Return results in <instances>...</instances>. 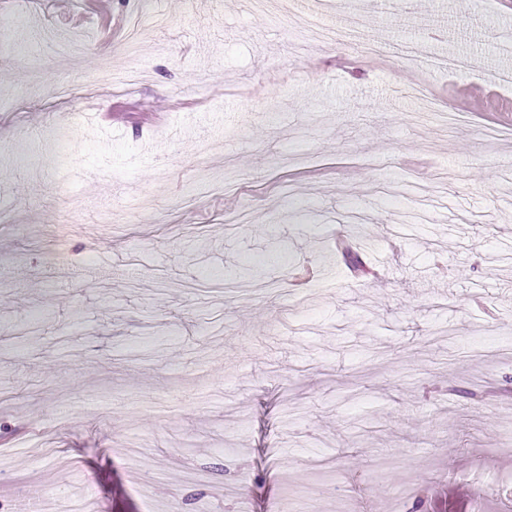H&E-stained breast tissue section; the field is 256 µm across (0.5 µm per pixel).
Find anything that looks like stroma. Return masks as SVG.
I'll use <instances>...</instances> for the list:
<instances>
[{"label":"stroma","mask_w":512,"mask_h":512,"mask_svg":"<svg viewBox=\"0 0 512 512\" xmlns=\"http://www.w3.org/2000/svg\"><path fill=\"white\" fill-rule=\"evenodd\" d=\"M90 2L0 0V512H512V88L476 77L512 0H326L474 60L441 75L251 0ZM139 13L141 83L50 98ZM320 15L321 12L316 9L313 12L299 15L300 19L294 29L305 46L330 40V32L328 27L319 20Z\"/></svg>","instance_id":"1"}]
</instances>
